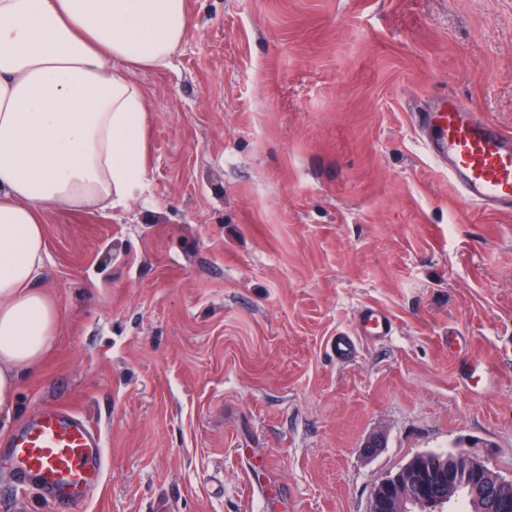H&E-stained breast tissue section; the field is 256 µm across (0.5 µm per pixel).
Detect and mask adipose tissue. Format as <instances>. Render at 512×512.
Masks as SVG:
<instances>
[{
  "mask_svg": "<svg viewBox=\"0 0 512 512\" xmlns=\"http://www.w3.org/2000/svg\"><path fill=\"white\" fill-rule=\"evenodd\" d=\"M190 25L187 0H0V419L60 332L34 285L43 213L145 191L148 103L129 73L169 67Z\"/></svg>",
  "mask_w": 512,
  "mask_h": 512,
  "instance_id": "obj_1",
  "label": "adipose tissue"
}]
</instances>
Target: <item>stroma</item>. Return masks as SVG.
Instances as JSON below:
<instances>
[{
    "label": "stroma",
    "instance_id": "1",
    "mask_svg": "<svg viewBox=\"0 0 512 512\" xmlns=\"http://www.w3.org/2000/svg\"><path fill=\"white\" fill-rule=\"evenodd\" d=\"M146 93L147 190L45 214L61 327L18 422L100 428L77 512H368L414 456L512 478V216L464 203L412 116L512 135V0H188ZM373 305L392 336L337 363ZM0 512H56L17 489Z\"/></svg>",
    "mask_w": 512,
    "mask_h": 512
}]
</instances>
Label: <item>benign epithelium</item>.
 <instances>
[{"mask_svg": "<svg viewBox=\"0 0 512 512\" xmlns=\"http://www.w3.org/2000/svg\"><path fill=\"white\" fill-rule=\"evenodd\" d=\"M465 474L484 482L498 496L512 500V479L505 480L483 461L466 451L456 453ZM434 499L431 487L419 478L412 464L380 480L372 498L370 512H431Z\"/></svg>", "mask_w": 512, "mask_h": 512, "instance_id": "benign-epithelium-1", "label": "benign epithelium"}]
</instances>
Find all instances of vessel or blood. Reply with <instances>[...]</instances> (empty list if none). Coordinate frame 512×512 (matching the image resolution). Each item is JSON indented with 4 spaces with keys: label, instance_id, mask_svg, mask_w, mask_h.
<instances>
[{
    "label": "vessel or blood",
    "instance_id": "vessel-or-blood-1",
    "mask_svg": "<svg viewBox=\"0 0 512 512\" xmlns=\"http://www.w3.org/2000/svg\"><path fill=\"white\" fill-rule=\"evenodd\" d=\"M415 120L426 151L447 171L450 183L471 203L512 214L511 137L451 103L416 113ZM392 332L390 316L369 306L360 310L354 334L336 336L331 350L337 362L346 363L361 343L387 339ZM9 449L17 461V486L37 478L58 512H71L89 480L103 473L100 430L68 408L42 411L12 436Z\"/></svg>",
    "mask_w": 512,
    "mask_h": 512
}]
</instances>
